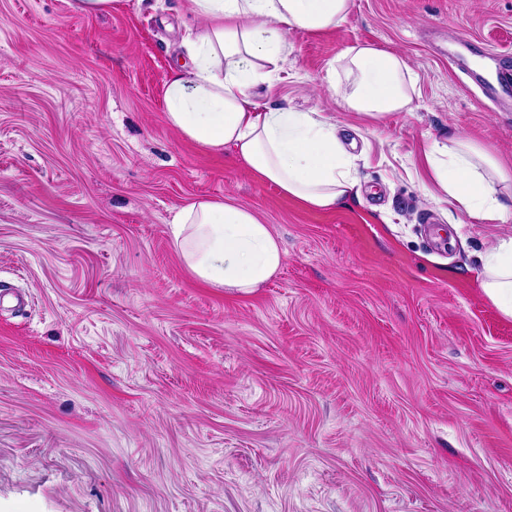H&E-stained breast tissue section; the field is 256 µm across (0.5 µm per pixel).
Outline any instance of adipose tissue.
Masks as SVG:
<instances>
[{"instance_id":"ef3b65f1","label":"adipose tissue","mask_w":512,"mask_h":512,"mask_svg":"<svg viewBox=\"0 0 512 512\" xmlns=\"http://www.w3.org/2000/svg\"><path fill=\"white\" fill-rule=\"evenodd\" d=\"M351 0H188L200 27L188 40V61L175 63L163 85L164 120L204 151L231 149L260 181L315 211L345 206L360 195L359 179L336 126L317 112L270 109L252 94L288 54L292 30L326 32L344 22ZM328 89L353 112L380 119L409 111L417 77L397 53L365 44L338 59ZM447 202L471 220L512 222L498 188L512 184V166L459 135L427 155ZM172 236L185 268L200 282L248 294L280 269L284 252L268 225L247 208L199 200L174 217ZM485 296L512 317V236L480 259Z\"/></svg>"}]
</instances>
